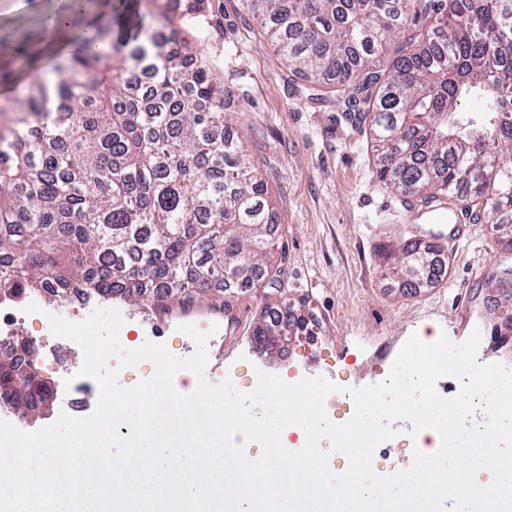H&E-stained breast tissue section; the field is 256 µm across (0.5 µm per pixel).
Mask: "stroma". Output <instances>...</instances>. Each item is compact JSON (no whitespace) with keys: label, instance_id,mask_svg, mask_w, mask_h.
<instances>
[{"label":"stroma","instance_id":"obj_1","mask_svg":"<svg viewBox=\"0 0 512 512\" xmlns=\"http://www.w3.org/2000/svg\"><path fill=\"white\" fill-rule=\"evenodd\" d=\"M25 0H0V130L13 127L20 93L49 76L51 55L22 59L19 45L34 46L40 10ZM189 53L198 55L224 83L225 131L242 140L267 184V199L288 247L281 292L245 291L228 301L234 327L222 328L220 357H209L213 382L231 379L252 390L257 371L296 378L324 375L346 386L380 382L410 334H447L464 341L480 329L478 360L512 366V338L499 341L494 328L512 314V294L492 292L489 273L512 269V231L471 225L459 236L453 224H436L415 197L388 189L376 176L371 143L364 129L346 122L335 102L315 100L309 81L290 77L240 0H205L201 33L185 32ZM444 244L448 272L429 287L404 293L388 275L391 253L410 241ZM292 304L306 329L275 354L256 348L255 326L281 303ZM125 323L119 333L128 349L153 339L149 301L113 300ZM60 369L40 370L55 399L45 412L21 416L0 406V419L32 432L53 423L63 409L64 379L83 363L80 354L56 347Z\"/></svg>","mask_w":512,"mask_h":512}]
</instances>
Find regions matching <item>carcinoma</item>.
I'll use <instances>...</instances> for the list:
<instances>
[{"label": "carcinoma", "mask_w": 512, "mask_h": 512, "mask_svg": "<svg viewBox=\"0 0 512 512\" xmlns=\"http://www.w3.org/2000/svg\"><path fill=\"white\" fill-rule=\"evenodd\" d=\"M202 0H138L134 11L197 25ZM295 76L334 88L347 121L374 143L379 178L426 204L447 193L475 219H512V0H243ZM29 89L26 116L0 133V288L146 295L166 312L224 294L283 287L286 248L243 143L225 139L224 86L168 37L112 14ZM127 67L112 64L116 41ZM149 74L152 106L131 95ZM476 99L481 109L460 111ZM428 251L394 255L397 278L428 272ZM298 323L283 305L255 341ZM29 367L0 353V404L34 411Z\"/></svg>", "instance_id": "1"}]
</instances>
